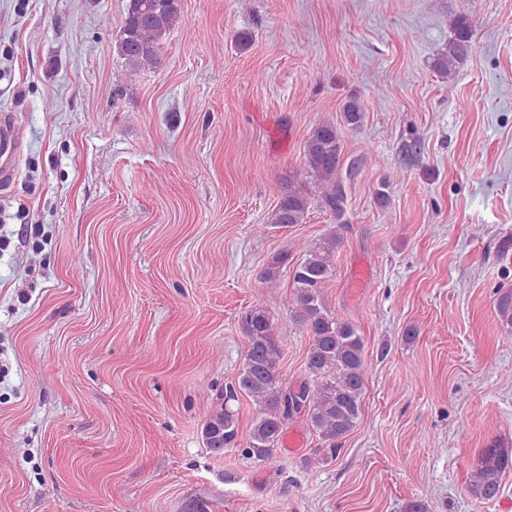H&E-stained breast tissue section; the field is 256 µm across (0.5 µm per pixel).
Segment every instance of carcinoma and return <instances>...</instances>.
<instances>
[{
	"label": "carcinoma",
	"mask_w": 512,
	"mask_h": 512,
	"mask_svg": "<svg viewBox=\"0 0 512 512\" xmlns=\"http://www.w3.org/2000/svg\"><path fill=\"white\" fill-rule=\"evenodd\" d=\"M179 0H129L118 53L130 66L158 63L162 43L179 21ZM471 51L469 24L464 16L455 22V38L448 51L434 61V69L451 74ZM342 143L336 126L323 123L316 127L303 147V166L308 177L321 189L322 201L332 210L343 211V199L336 193V174ZM310 205L309 196L300 188L288 190L278 201L270 223L278 226L303 223ZM341 244L331 235L308 245L304 258L292 265V292L287 299L292 323L310 336L306 369L308 379L298 388L305 401L304 414L322 442L321 460L333 461L341 451L339 440L358 424L363 412L366 375L365 345L362 336L347 322L336 319L327 308L323 288L335 275L334 258ZM495 310L504 326L512 329V289L497 290ZM242 329L247 342L243 369L237 387L229 389L227 400L237 392L251 397L259 406L249 438L241 455L256 464L274 457L288 420V387L283 385L279 364L282 357L280 337L267 312L254 306L244 315ZM203 440L210 450L221 453L235 445L238 436L235 413L224 407L211 414L202 427ZM512 457L495 444L481 450L470 477V494L483 501L496 498Z\"/></svg>",
	"instance_id": "obj_1"
}]
</instances>
